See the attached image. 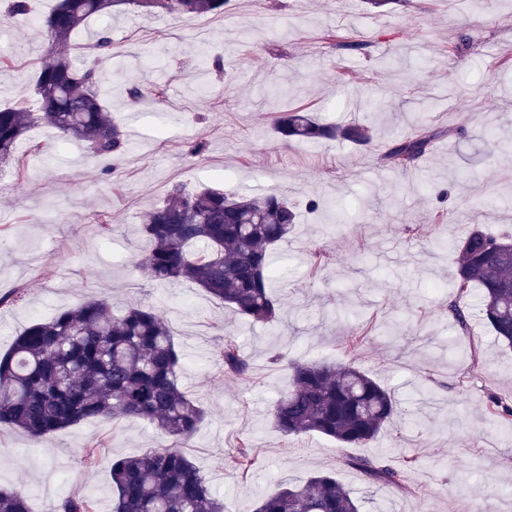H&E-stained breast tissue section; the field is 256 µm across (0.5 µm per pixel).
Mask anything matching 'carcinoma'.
<instances>
[{
    "mask_svg": "<svg viewBox=\"0 0 512 512\" xmlns=\"http://www.w3.org/2000/svg\"><path fill=\"white\" fill-rule=\"evenodd\" d=\"M228 0H58L45 21L56 48L53 61L34 77L37 110L0 107V172L15 163L16 144L33 122L55 127L88 143L101 156L128 148L123 123L112 116L92 64L69 57L72 35L91 18L125 6L154 16L220 15ZM279 138L314 142L339 139L358 146L371 141L362 124L327 125L310 112H282L274 127ZM445 131L426 125L392 139L385 159L406 171L427 155ZM296 213L278 193L262 196L203 187L173 191L140 225L149 248L139 265L157 283L188 281L240 317L273 324L281 302L271 292L276 271L271 251L288 238ZM458 262L454 287L477 286L479 311L496 341L512 348V234L492 236L475 226L454 245ZM224 373L244 378L252 371L236 339L224 337L217 351ZM288 388L271 410L284 436L318 434L343 447L375 440L401 413L394 392L350 364L288 358ZM183 354L159 311L136 304L118 313L92 299L36 321L15 336L0 357V426L18 428L35 440L99 418L139 419L176 441L195 434L205 410L180 383ZM491 413L500 428H512V404L495 399ZM256 464L240 441L224 466L242 474ZM350 465L372 482L397 484L400 474L377 459L359 457ZM111 512H225L224 500L179 448L120 457L112 462ZM0 512H29L26 497L0 490ZM57 512H96L90 496H67ZM252 512H360L359 501L331 474L282 487L256 501Z\"/></svg>",
    "mask_w": 512,
    "mask_h": 512,
    "instance_id": "carcinoma-1",
    "label": "carcinoma"
}]
</instances>
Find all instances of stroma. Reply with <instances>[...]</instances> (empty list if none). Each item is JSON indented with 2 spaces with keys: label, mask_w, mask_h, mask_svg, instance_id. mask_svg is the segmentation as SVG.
I'll return each instance as SVG.
<instances>
[{
  "label": "stroma",
  "mask_w": 512,
  "mask_h": 512,
  "mask_svg": "<svg viewBox=\"0 0 512 512\" xmlns=\"http://www.w3.org/2000/svg\"><path fill=\"white\" fill-rule=\"evenodd\" d=\"M57 0H31L22 19L0 12V104L35 108L32 81L52 59L43 19ZM112 34L100 59L105 99L122 119L127 152L115 164L85 143L30 126L16 170L0 174V355L17 333L86 299L113 310L154 305L185 354L181 384L206 412L184 452L223 497L250 512L278 483L335 473L361 512H512V430L497 427L490 397L512 401V351L500 347L472 294H457L458 256L449 241L474 225L512 233V0H412L375 9L366 0H230L216 16L154 17L126 11L89 20L71 40L85 60L93 34ZM334 31L353 50L326 40ZM224 56L216 74L210 53ZM144 97L133 101L129 84ZM166 94L154 99V86ZM297 107L326 123L370 126L374 141L284 142L280 112ZM450 130L419 171L385 166L391 136L420 124ZM206 149L193 155L189 147ZM287 195L298 222L274 251L278 324H253L201 288L151 281L138 263L148 247L139 226L176 187ZM325 205L310 211L309 200ZM112 219L101 234L97 215ZM328 260L313 268L310 255ZM457 300L460 332L448 315ZM364 332L355 351L352 330ZM237 338L254 371L225 377L215 350ZM351 364L395 391L405 416L368 448L325 437L284 438L271 409L286 387L271 353ZM259 465L247 477L225 469L236 440ZM95 445L85 459L82 448ZM145 421L95 419L34 441L0 430V487L24 493L32 512L64 496L91 495L110 512L115 458L173 447ZM417 460L402 486L368 483L351 457Z\"/></svg>",
  "instance_id": "1"
}]
</instances>
